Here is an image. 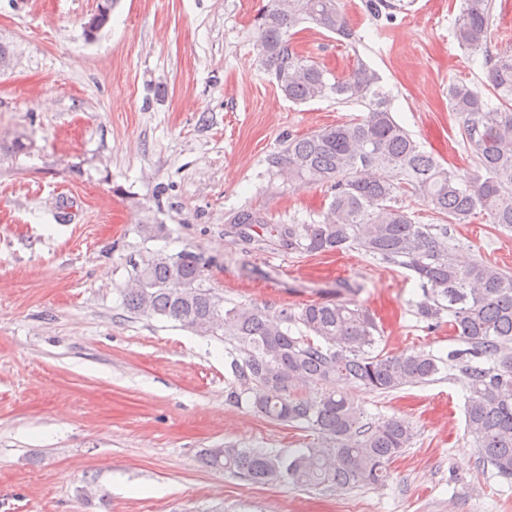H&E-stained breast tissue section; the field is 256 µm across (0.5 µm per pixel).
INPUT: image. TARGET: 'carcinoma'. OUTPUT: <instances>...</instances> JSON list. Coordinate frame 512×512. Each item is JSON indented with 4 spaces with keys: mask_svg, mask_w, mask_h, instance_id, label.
I'll return each instance as SVG.
<instances>
[{
    "mask_svg": "<svg viewBox=\"0 0 512 512\" xmlns=\"http://www.w3.org/2000/svg\"><path fill=\"white\" fill-rule=\"evenodd\" d=\"M115 0H98L84 36L105 27ZM491 0H462L452 36L464 48L485 41ZM258 51L267 72L289 100L335 97L358 103L366 115L290 137L269 159L291 184L325 185L331 201L312 224H272L243 210L229 234L245 251L270 243L318 255L356 249L411 271L421 282L418 318L448 326L463 349L436 356L423 350L398 355L379 348L382 329L367 308L345 299L312 301L294 309L259 304L224 306L203 285L206 262L187 249L180 258L149 256L134 264L123 289L131 313L166 317L205 336L221 335L237 356L231 397L277 424L301 425L315 434L306 447L283 455L270 448H206L205 464L253 484L276 481L297 487L356 488L384 483L388 466L416 438L398 416L371 421L350 390L389 393L457 370L466 386L465 422L482 461L512 479V272L482 259L459 263L448 225L468 224L485 213L512 229V50L488 58L487 86L498 104L462 79L448 84V109L478 158L475 168L450 171L423 149L392 116L378 74L361 65L346 77L327 71L292 48V30L312 22L349 42L355 34L338 0H268L258 17ZM411 193L438 224H420L399 206Z\"/></svg>",
    "mask_w": 512,
    "mask_h": 512,
    "instance_id": "carcinoma-1",
    "label": "carcinoma"
}]
</instances>
